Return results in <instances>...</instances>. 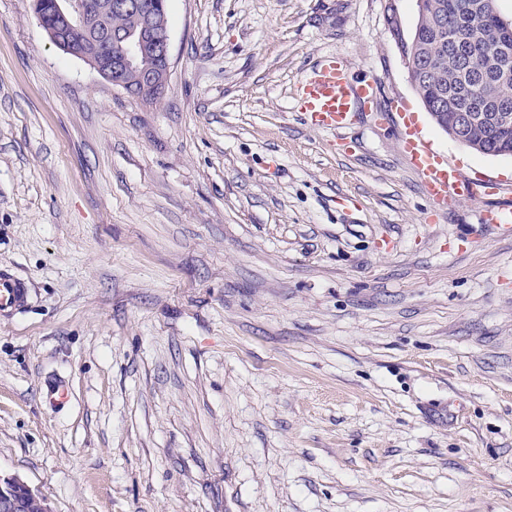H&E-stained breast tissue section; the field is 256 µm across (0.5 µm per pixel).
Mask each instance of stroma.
Returning a JSON list of instances; mask_svg holds the SVG:
<instances>
[{
	"instance_id": "obj_1",
	"label": "stroma",
	"mask_w": 512,
	"mask_h": 512,
	"mask_svg": "<svg viewBox=\"0 0 512 512\" xmlns=\"http://www.w3.org/2000/svg\"><path fill=\"white\" fill-rule=\"evenodd\" d=\"M131 97L0 0V472L53 512H512V157L445 134L416 0H167ZM376 99L338 131L325 55ZM489 200L435 204L399 111ZM377 82L353 86L335 55L324 56L305 80L298 100L299 111L313 126L338 131L346 127L362 103H373ZM27 283L15 273L0 269V314L24 308L28 303Z\"/></svg>"
}]
</instances>
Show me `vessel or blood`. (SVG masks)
<instances>
[{
  "instance_id": "vessel-or-blood-1",
  "label": "vessel or blood",
  "mask_w": 512,
  "mask_h": 512,
  "mask_svg": "<svg viewBox=\"0 0 512 512\" xmlns=\"http://www.w3.org/2000/svg\"><path fill=\"white\" fill-rule=\"evenodd\" d=\"M376 91L377 83L373 80L351 85L339 59L327 55L305 80L298 106L311 125L337 131L351 122L358 105L374 101ZM403 150L420 176L427 194L436 201L460 202L477 196L473 182L415 140L404 139ZM28 296V285L22 278L10 270L0 269V314L24 308Z\"/></svg>"
}]
</instances>
